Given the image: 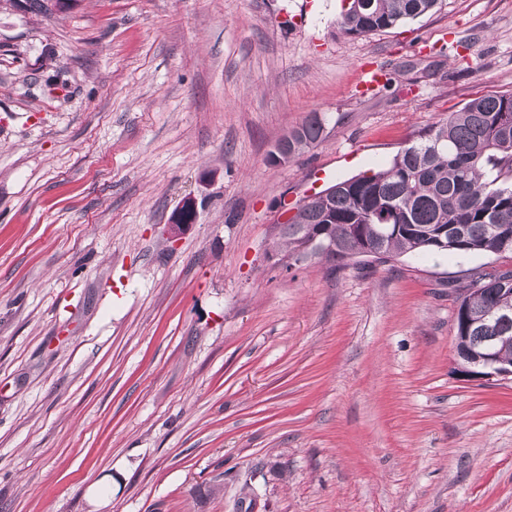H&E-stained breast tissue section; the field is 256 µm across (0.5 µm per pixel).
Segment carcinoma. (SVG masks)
<instances>
[{"label": "carcinoma", "mask_w": 512, "mask_h": 512, "mask_svg": "<svg viewBox=\"0 0 512 512\" xmlns=\"http://www.w3.org/2000/svg\"><path fill=\"white\" fill-rule=\"evenodd\" d=\"M439 0H359L348 3L339 27L357 37L394 28L433 11ZM326 118L310 113L288 137V158L324 139ZM400 226L388 232L385 225ZM328 227L336 256L373 250L386 262L401 255H512V92L467 101L400 149L388 166L339 180L326 199L302 206L281 233L288 257L304 245L302 226ZM463 237L465 249L435 244L437 233ZM512 270H475L456 315L457 350L497 343L501 361H512V323L493 313L512 309V291L501 281Z\"/></svg>", "instance_id": "carcinoma-1"}]
</instances>
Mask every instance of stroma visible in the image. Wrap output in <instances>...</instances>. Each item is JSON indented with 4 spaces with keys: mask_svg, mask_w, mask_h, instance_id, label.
<instances>
[{
    "mask_svg": "<svg viewBox=\"0 0 512 512\" xmlns=\"http://www.w3.org/2000/svg\"><path fill=\"white\" fill-rule=\"evenodd\" d=\"M341 11L0 0V512H512V377L457 371L450 286L512 258L290 267L280 233L512 92V0L359 37ZM312 112L325 139L270 164ZM197 218V205L193 197L184 199L181 206L177 210L172 224L169 225L173 237H177L186 232Z\"/></svg>",
    "mask_w": 512,
    "mask_h": 512,
    "instance_id": "35a3bbf8",
    "label": "stroma"
}]
</instances>
